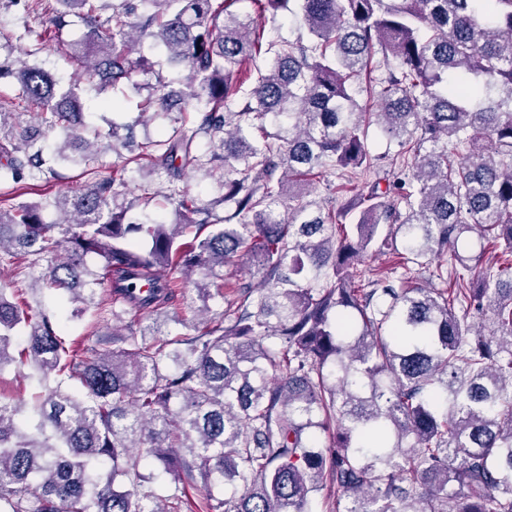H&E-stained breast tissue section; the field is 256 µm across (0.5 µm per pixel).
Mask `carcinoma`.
I'll list each match as a JSON object with an SVG mask.
<instances>
[{"instance_id":"carcinoma-1","label":"carcinoma","mask_w":512,"mask_h":512,"mask_svg":"<svg viewBox=\"0 0 512 512\" xmlns=\"http://www.w3.org/2000/svg\"><path fill=\"white\" fill-rule=\"evenodd\" d=\"M20 1L90 34L67 44L82 73L66 87L37 64L0 67L25 103L0 107V180L67 161L91 181L54 198L51 224L42 202L0 208V265L15 270L0 372L29 364L45 381L0 401V512H313L328 485L335 512H512V0H251L300 18L293 41L241 0H112L105 17L104 0ZM145 39L187 71L179 90ZM83 82L147 91L110 145L84 120ZM160 115L166 132L124 156ZM373 124L395 154L370 151ZM57 128L48 151L41 132ZM107 150L165 190L129 199L123 176L96 179ZM396 158V180L367 182ZM329 170L344 182L305 200ZM191 174L222 197L191 195ZM172 203L175 223L152 217ZM386 247L406 268L446 259L450 287L357 278ZM241 255L259 281L180 336L155 320L83 347L25 297L116 320L117 293L159 318L189 283L202 300L223 290ZM148 468L172 476L170 494ZM200 485L231 493L192 497Z\"/></svg>"}]
</instances>
